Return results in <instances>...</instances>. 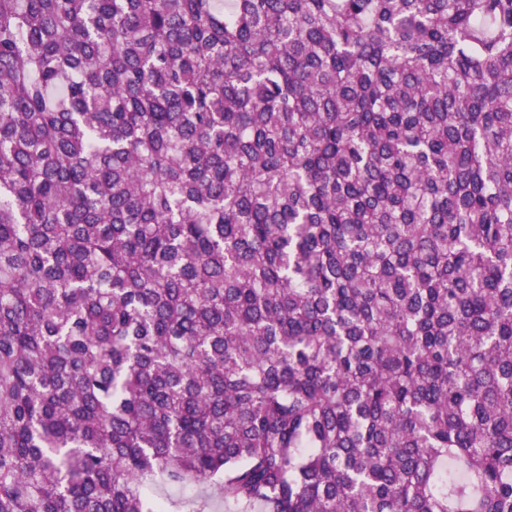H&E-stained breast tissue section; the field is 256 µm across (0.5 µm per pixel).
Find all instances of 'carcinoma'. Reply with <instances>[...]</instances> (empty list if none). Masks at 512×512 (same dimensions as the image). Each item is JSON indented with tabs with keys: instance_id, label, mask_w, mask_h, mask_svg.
Masks as SVG:
<instances>
[{
	"instance_id": "cac0c4a2",
	"label": "carcinoma",
	"mask_w": 512,
	"mask_h": 512,
	"mask_svg": "<svg viewBox=\"0 0 512 512\" xmlns=\"http://www.w3.org/2000/svg\"><path fill=\"white\" fill-rule=\"evenodd\" d=\"M512 512V0H0V512Z\"/></svg>"
}]
</instances>
